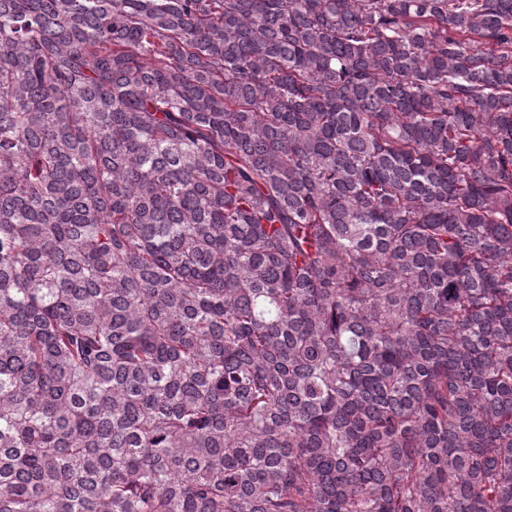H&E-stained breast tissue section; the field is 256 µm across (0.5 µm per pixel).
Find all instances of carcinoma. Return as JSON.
<instances>
[{
  "label": "carcinoma",
  "instance_id": "obj_1",
  "mask_svg": "<svg viewBox=\"0 0 512 512\" xmlns=\"http://www.w3.org/2000/svg\"><path fill=\"white\" fill-rule=\"evenodd\" d=\"M0 512H512V0H0Z\"/></svg>",
  "mask_w": 512,
  "mask_h": 512
}]
</instances>
